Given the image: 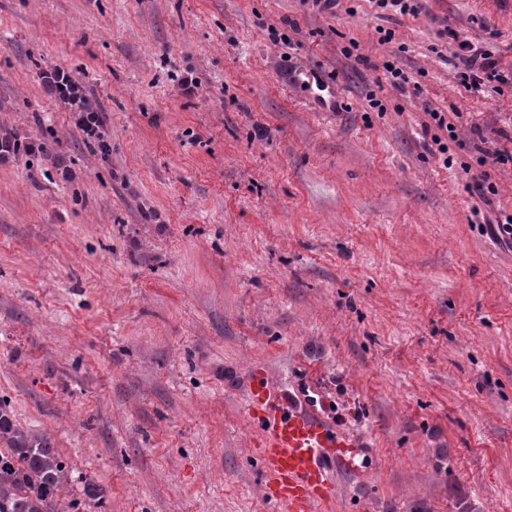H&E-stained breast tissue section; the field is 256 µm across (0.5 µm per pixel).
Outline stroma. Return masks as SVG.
Returning a JSON list of instances; mask_svg holds the SVG:
<instances>
[{"mask_svg":"<svg viewBox=\"0 0 512 512\" xmlns=\"http://www.w3.org/2000/svg\"><path fill=\"white\" fill-rule=\"evenodd\" d=\"M459 35L512 69V0H0V132L39 146L0 165V403L88 512H273L256 369L360 441L333 512H512V86H461ZM43 77L75 114L77 128L85 134L96 133L97 128L102 126L101 115L99 112H89L83 89L71 79L69 74L63 69L52 68Z\"/></svg>","mask_w":512,"mask_h":512,"instance_id":"obj_1","label":"stroma"}]
</instances>
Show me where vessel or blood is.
Wrapping results in <instances>:
<instances>
[{"label":"vessel or blood","instance_id":"1","mask_svg":"<svg viewBox=\"0 0 512 512\" xmlns=\"http://www.w3.org/2000/svg\"><path fill=\"white\" fill-rule=\"evenodd\" d=\"M246 410L276 512H328L337 471L356 466L353 434L322 411L288 400L259 371L250 380Z\"/></svg>","mask_w":512,"mask_h":512}]
</instances>
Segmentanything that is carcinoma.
<instances>
[{"label":"carcinoma","mask_w":512,"mask_h":512,"mask_svg":"<svg viewBox=\"0 0 512 512\" xmlns=\"http://www.w3.org/2000/svg\"><path fill=\"white\" fill-rule=\"evenodd\" d=\"M75 483L80 497L69 507L102 499L100 485L75 478L44 434L13 420L0 404V512H51Z\"/></svg>","instance_id":"cac0c4a2"}]
</instances>
